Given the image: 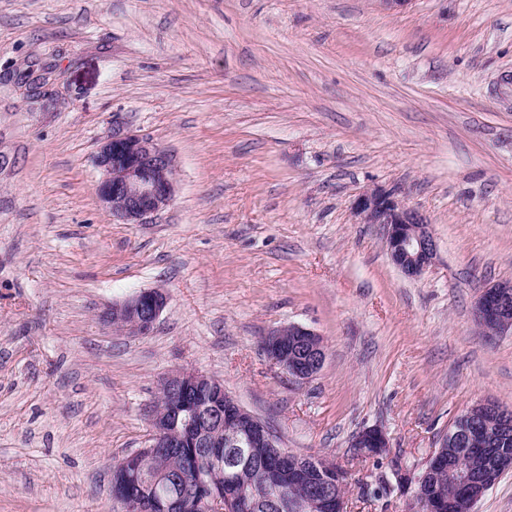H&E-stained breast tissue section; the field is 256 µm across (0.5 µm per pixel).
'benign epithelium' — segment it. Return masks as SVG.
<instances>
[{
    "mask_svg": "<svg viewBox=\"0 0 512 512\" xmlns=\"http://www.w3.org/2000/svg\"><path fill=\"white\" fill-rule=\"evenodd\" d=\"M94 164L101 172L97 197L103 207L125 224H145L172 200L173 167L169 155L150 136L136 131L112 130L100 145ZM354 217L361 224H378L392 263L405 274H421L436 255V244L425 218L392 189L380 186L362 192L352 204ZM167 304L161 289L135 293L115 304L106 313L108 322L124 331L144 336L149 334ZM479 323L500 324L512 329V286L504 283L483 291L476 303ZM300 338V346L288 350V337ZM263 348L270 359L288 376L303 382L315 376L325 360L322 338L313 331L298 326H284L266 336ZM162 386L171 398V408L152 418L151 448H273L279 458L291 463L288 480L306 488L297 500V512H347V499L342 482L320 480L317 464L280 446L278 437L259 417L241 407L224 393L223 383L196 369L182 367L167 374ZM486 413H499L495 404L484 402L466 410L460 420L457 439L462 444L474 442L478 434L489 438L490 432H480L474 420ZM379 453L389 452V438L379 427L360 430L349 444L355 454H370L372 447ZM145 460L141 451L119 461L112 472L115 484L127 478L131 468H142ZM445 468L441 451H434L425 461L421 475L414 480L413 497L422 501L421 488L437 470ZM448 475L471 489L473 502H478L489 486L472 472L470 464L459 463Z\"/></svg>",
    "mask_w": 512,
    "mask_h": 512,
    "instance_id": "7a95c632",
    "label": "benign epithelium"
}]
</instances>
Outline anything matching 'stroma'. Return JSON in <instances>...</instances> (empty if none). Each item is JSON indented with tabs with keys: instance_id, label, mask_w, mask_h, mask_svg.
<instances>
[{
	"instance_id": "1",
	"label": "stroma",
	"mask_w": 512,
	"mask_h": 512,
	"mask_svg": "<svg viewBox=\"0 0 512 512\" xmlns=\"http://www.w3.org/2000/svg\"><path fill=\"white\" fill-rule=\"evenodd\" d=\"M116 127L172 159L144 224L96 195ZM375 186L426 216L421 275L355 222ZM506 281L512 0H0V512H124L112 468L179 367L348 464L350 512H411L349 442L380 427L419 472L471 405L512 411V332L473 315ZM153 288L148 335L102 320ZM293 323L326 346L304 383L262 347Z\"/></svg>"
}]
</instances>
